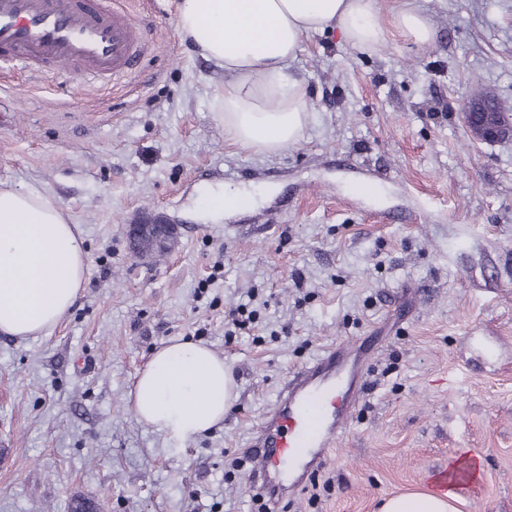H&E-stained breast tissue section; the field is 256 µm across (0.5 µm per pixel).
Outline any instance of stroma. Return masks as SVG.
Wrapping results in <instances>:
<instances>
[{
    "label": "stroma",
    "instance_id": "35a3bbf8",
    "mask_svg": "<svg viewBox=\"0 0 512 512\" xmlns=\"http://www.w3.org/2000/svg\"><path fill=\"white\" fill-rule=\"evenodd\" d=\"M178 0H127L151 49L107 86L0 73V181L63 204L87 254L70 313L45 335H0V512H257L233 466L287 376L369 334L364 390L330 460L269 512H379L466 459L460 512H512V140L472 139L467 97L512 111V0H418L434 36L358 52L309 36L290 68L312 112L275 154L224 135V74L176 29ZM258 206L205 223L206 183ZM178 226L174 252L138 260L135 209ZM257 316L228 335L229 312ZM287 333H280V326ZM209 345L238 395L183 443L128 402L166 341Z\"/></svg>",
    "mask_w": 512,
    "mask_h": 512
}]
</instances>
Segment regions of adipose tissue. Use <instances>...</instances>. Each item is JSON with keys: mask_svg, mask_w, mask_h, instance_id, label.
Listing matches in <instances>:
<instances>
[{"mask_svg": "<svg viewBox=\"0 0 512 512\" xmlns=\"http://www.w3.org/2000/svg\"><path fill=\"white\" fill-rule=\"evenodd\" d=\"M178 33L224 71L215 120L235 144L276 153L299 142L309 123L303 80L289 72L304 40L339 33L372 51L392 34L428 46L433 30L415 0L383 15L375 0H179ZM86 253L59 200L0 183V333L26 339L53 330L84 285ZM236 382L222 356L192 341L156 349L128 393L138 420L182 442L224 419ZM452 493H402L380 512H457Z\"/></svg>", "mask_w": 512, "mask_h": 512, "instance_id": "ef3b65f1", "label": "adipose tissue"}]
</instances>
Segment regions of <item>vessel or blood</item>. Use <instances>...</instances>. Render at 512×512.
Here are the masks:
<instances>
[{"mask_svg": "<svg viewBox=\"0 0 512 512\" xmlns=\"http://www.w3.org/2000/svg\"><path fill=\"white\" fill-rule=\"evenodd\" d=\"M146 51L125 0H0V68L107 83L134 72ZM369 352L366 343L341 340L288 375L245 450L250 488L283 499L338 447Z\"/></svg>", "mask_w": 512, "mask_h": 512, "instance_id": "b4317fda", "label": "vessel or blood"}]
</instances>
